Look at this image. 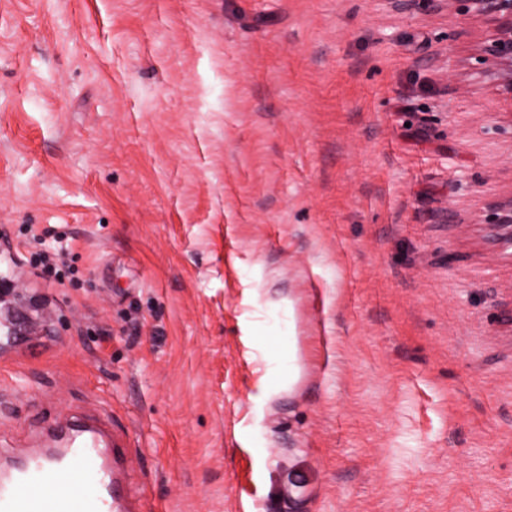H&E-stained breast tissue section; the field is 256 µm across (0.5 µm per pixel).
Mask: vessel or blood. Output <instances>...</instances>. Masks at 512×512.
Returning a JSON list of instances; mask_svg holds the SVG:
<instances>
[{"label": "vessel or blood", "mask_w": 512, "mask_h": 512, "mask_svg": "<svg viewBox=\"0 0 512 512\" xmlns=\"http://www.w3.org/2000/svg\"><path fill=\"white\" fill-rule=\"evenodd\" d=\"M127 452L101 421L86 423L63 452L0 469V512H136L124 485ZM50 476L63 492L45 493Z\"/></svg>", "instance_id": "vessel-or-blood-1"}]
</instances>
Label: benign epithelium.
I'll use <instances>...</instances> for the list:
<instances>
[{
    "label": "benign epithelium",
    "mask_w": 512,
    "mask_h": 512,
    "mask_svg": "<svg viewBox=\"0 0 512 512\" xmlns=\"http://www.w3.org/2000/svg\"><path fill=\"white\" fill-rule=\"evenodd\" d=\"M463 16L477 17L488 25L478 48L486 73L499 90L512 96V0H430ZM491 215L478 222L481 240L500 260L512 264V191L494 202Z\"/></svg>",
    "instance_id": "obj_1"
}]
</instances>
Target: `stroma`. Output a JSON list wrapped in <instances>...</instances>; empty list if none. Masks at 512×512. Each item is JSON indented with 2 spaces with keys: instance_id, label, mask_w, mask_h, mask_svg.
<instances>
[{
  "instance_id": "1",
  "label": "stroma",
  "mask_w": 512,
  "mask_h": 512,
  "mask_svg": "<svg viewBox=\"0 0 512 512\" xmlns=\"http://www.w3.org/2000/svg\"><path fill=\"white\" fill-rule=\"evenodd\" d=\"M486 34L430 0H0V322L49 345L0 348V440L104 418L141 512H512Z\"/></svg>"
}]
</instances>
